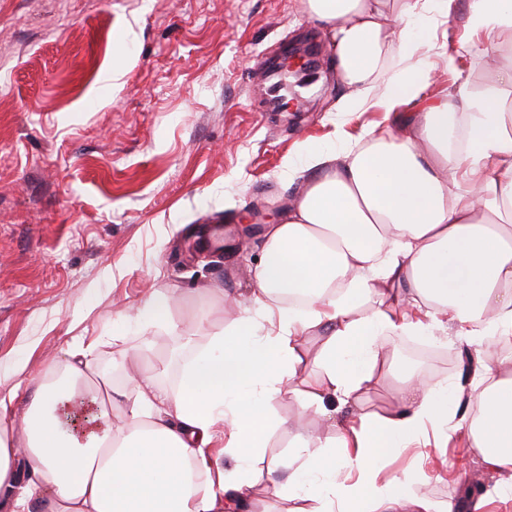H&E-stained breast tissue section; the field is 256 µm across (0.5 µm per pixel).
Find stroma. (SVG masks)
I'll list each match as a JSON object with an SVG mask.
<instances>
[{
	"label": "stroma",
	"mask_w": 512,
	"mask_h": 512,
	"mask_svg": "<svg viewBox=\"0 0 512 512\" xmlns=\"http://www.w3.org/2000/svg\"><path fill=\"white\" fill-rule=\"evenodd\" d=\"M305 0H0V399L22 417L28 381L63 349L97 340L114 369L141 340L172 357L182 340L165 325L143 329L151 290L174 294L173 318H204L192 342L207 346L230 323L225 298H246L268 221L297 186L288 168L306 148L338 151L381 119L337 82ZM134 39H126V29ZM465 20H413V59L439 85L454 72L483 81L472 55L456 58ZM312 39L324 70L309 106L291 118L267 110L260 63L280 46ZM121 91L95 105L113 66ZM396 373L374 380L364 409L380 417L402 376L470 388L466 358L499 361L512 339L477 350L446 334L390 336ZM381 480L406 474L435 503L474 512L491 488L456 426L444 448L382 457Z\"/></svg>",
	"instance_id": "obj_1"
}]
</instances>
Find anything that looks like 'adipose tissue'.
<instances>
[{"label":"adipose tissue","instance_id":"obj_1","mask_svg":"<svg viewBox=\"0 0 512 512\" xmlns=\"http://www.w3.org/2000/svg\"><path fill=\"white\" fill-rule=\"evenodd\" d=\"M463 9L471 53L490 59L482 84L457 77L428 97L430 70L402 69L374 83L412 16ZM360 106L385 114L337 152L308 150L292 169L295 202L265 228L251 304L162 381L148 345L126 374L121 403L91 348L31 379L22 419L0 402V501L11 512H257L250 468L267 434L288 430L293 449L279 489L293 512H436L408 479L379 483L376 460L447 424L448 389L416 378L393 411L358 416L330 436L308 413L360 407L367 384L390 370L388 336H456L488 344L512 336V0H306ZM265 309L267 323L254 317ZM316 336L313 362L301 337ZM462 426L487 472L508 476L512 498V369L476 367ZM293 398L282 419L272 405ZM224 445L230 468L205 450Z\"/></svg>","mask_w":512,"mask_h":512}]
</instances>
